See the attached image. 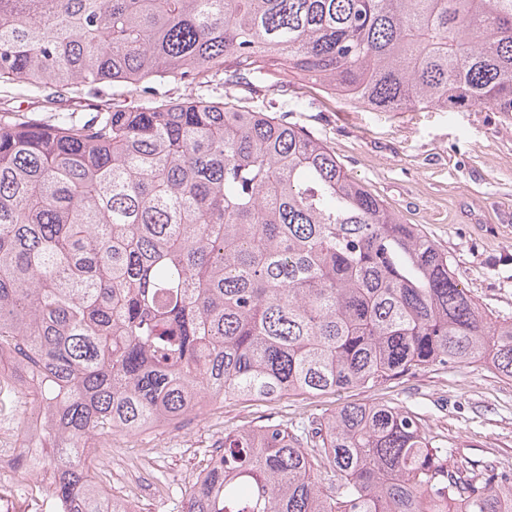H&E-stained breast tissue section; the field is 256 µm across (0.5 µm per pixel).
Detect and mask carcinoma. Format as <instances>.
I'll use <instances>...</instances> for the list:
<instances>
[{
	"instance_id": "1",
	"label": "carcinoma",
	"mask_w": 512,
	"mask_h": 512,
	"mask_svg": "<svg viewBox=\"0 0 512 512\" xmlns=\"http://www.w3.org/2000/svg\"><path fill=\"white\" fill-rule=\"evenodd\" d=\"M171 79L200 94L160 99ZM292 79L382 112H512V0H0V87L52 90L40 119L0 109V349L38 360L49 452L19 456L49 467L66 512H102L89 439L173 423L194 392L272 400L478 362L512 381V317L326 142L239 105ZM219 447L185 512L512 501V468L456 455L409 408Z\"/></svg>"
}]
</instances>
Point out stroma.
I'll return each mask as SVG.
<instances>
[{"mask_svg": "<svg viewBox=\"0 0 512 512\" xmlns=\"http://www.w3.org/2000/svg\"><path fill=\"white\" fill-rule=\"evenodd\" d=\"M243 104L286 114L324 140L350 175L447 252L461 287L486 311L512 317V115L380 112L301 82L244 94ZM369 403L410 408L448 447L512 466V381L482 364L434 366L371 389L228 400L206 418L116 434L112 444L151 477L139 512H181L192 477L224 432Z\"/></svg>", "mask_w": 512, "mask_h": 512, "instance_id": "stroma-1", "label": "stroma"}]
</instances>
